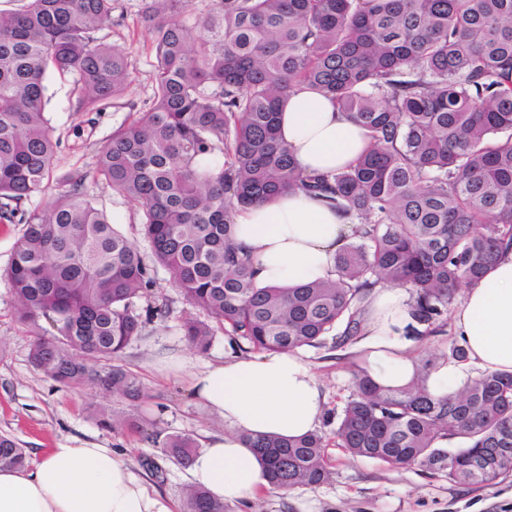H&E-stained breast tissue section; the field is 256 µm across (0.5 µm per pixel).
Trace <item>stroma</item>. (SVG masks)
<instances>
[{
    "label": "stroma",
    "instance_id": "35a3bbf8",
    "mask_svg": "<svg viewBox=\"0 0 512 512\" xmlns=\"http://www.w3.org/2000/svg\"><path fill=\"white\" fill-rule=\"evenodd\" d=\"M112 7V27L104 37L125 51L131 85L106 111L80 112L73 76L47 72L45 113L60 144L49 181L22 208L28 213L45 209L57 199L60 181L82 173L88 177L89 196L134 239L138 210L90 175L98 150L113 128L132 119L149 100L155 55L142 23L143 0H113ZM154 278L152 295L168 303L170 312L164 321L149 325L122 355L124 367L136 375L145 391L144 398L134 404L99 391L63 386L38 371L29 357L33 338L17 319L9 286L0 280V434L25 448L32 464L46 449L61 445L112 449L142 476L149 491L165 497L171 512H181L188 469L163 455L158 442L170 435H186L202 447L210 435L223 433V417L193 395L191 374L223 361L237 347L221 331L206 353L189 347L181 332L188 304L166 270H157ZM301 354L324 396L317 428L332 432L353 393V373L361 364L358 347L352 342L339 349L329 341L302 348ZM100 406L135 417L144 425V434L102 426L96 414ZM326 452L331 475L325 483L287 492L268 489L250 501L225 505L224 512H512V476L497 486L476 489L418 466L392 467L354 457L333 444Z\"/></svg>",
    "mask_w": 512,
    "mask_h": 512
}]
</instances>
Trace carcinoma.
Here are the masks:
<instances>
[{
	"instance_id": "carcinoma-1",
	"label": "carcinoma",
	"mask_w": 512,
	"mask_h": 512,
	"mask_svg": "<svg viewBox=\"0 0 512 512\" xmlns=\"http://www.w3.org/2000/svg\"><path fill=\"white\" fill-rule=\"evenodd\" d=\"M145 0L155 52L148 108L112 130L93 178L135 205L151 262L84 191V177L25 224L0 270L30 359L47 378L114 399L143 397L117 364L147 326L166 269L202 316L183 317L187 343L209 349L215 326L242 351H293L360 330V304L379 283L410 290L431 333L448 306L512 245V0ZM112 0H24L0 10V217L49 179L57 142L45 117V76L73 74L78 109L100 112L129 88L127 59L97 33ZM307 85L362 127L350 165L303 173L279 134L280 107ZM302 190L351 218L336 278L261 286L233 237L236 210ZM54 334H43L41 321ZM332 438L350 455L443 472L467 486L512 475V373L483 372L442 397L417 384L384 390L363 370ZM107 427L133 421L101 412ZM455 438L466 446L445 449ZM329 437H245L273 488L314 487L330 475ZM163 451L188 464L198 446L172 435ZM26 453L0 435V469ZM183 512H224L202 487Z\"/></svg>"
}]
</instances>
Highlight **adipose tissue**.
I'll return each mask as SVG.
<instances>
[{
  "label": "adipose tissue",
  "mask_w": 512,
  "mask_h": 512,
  "mask_svg": "<svg viewBox=\"0 0 512 512\" xmlns=\"http://www.w3.org/2000/svg\"><path fill=\"white\" fill-rule=\"evenodd\" d=\"M280 130L298 164L327 172L353 162L367 147L364 129L316 90L290 93ZM234 239L254 257L260 285L294 287L335 277V257L352 226L341 212L298 191L238 210ZM404 288L376 287L362 306L359 349L368 376L384 388H402L423 377L430 395L458 387L462 375L436 357L427 375L407 334L417 324ZM451 323L471 363L512 372V249L468 288ZM194 394L224 417L226 431L199 451L189 471L194 486L220 503L254 498L269 485L265 467L244 435L294 438L314 431L322 414L318 382L300 354L264 352L232 357L192 376ZM0 512H170L111 449L60 446L33 468L0 470Z\"/></svg>",
  "instance_id": "obj_1"
}]
</instances>
